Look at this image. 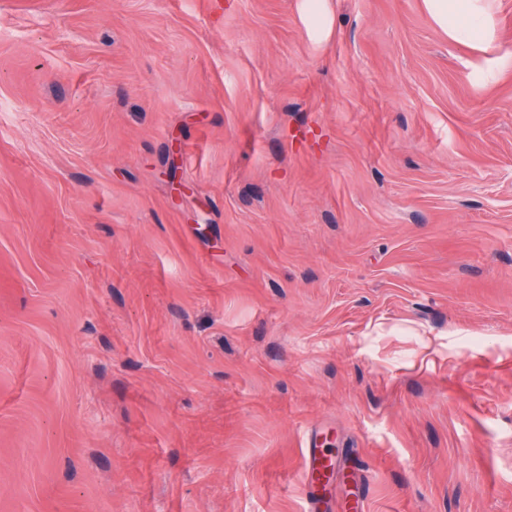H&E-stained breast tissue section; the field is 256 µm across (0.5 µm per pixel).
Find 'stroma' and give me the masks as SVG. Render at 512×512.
Instances as JSON below:
<instances>
[{
  "label": "stroma",
  "mask_w": 512,
  "mask_h": 512,
  "mask_svg": "<svg viewBox=\"0 0 512 512\" xmlns=\"http://www.w3.org/2000/svg\"><path fill=\"white\" fill-rule=\"evenodd\" d=\"M0 0V512H512V0ZM428 8L436 21L444 27L453 32L466 31L470 34H475L476 24L466 29H460L461 21L465 19H476V0H425Z\"/></svg>",
  "instance_id": "obj_1"
}]
</instances>
